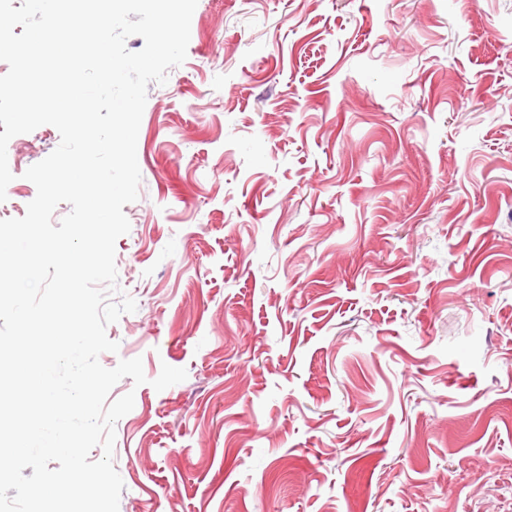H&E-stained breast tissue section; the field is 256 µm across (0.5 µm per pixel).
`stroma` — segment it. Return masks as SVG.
Instances as JSON below:
<instances>
[{
	"instance_id": "35a3bbf8",
	"label": "stroma",
	"mask_w": 512,
	"mask_h": 512,
	"mask_svg": "<svg viewBox=\"0 0 512 512\" xmlns=\"http://www.w3.org/2000/svg\"><path fill=\"white\" fill-rule=\"evenodd\" d=\"M137 161L119 512H512V0H198Z\"/></svg>"
}]
</instances>
